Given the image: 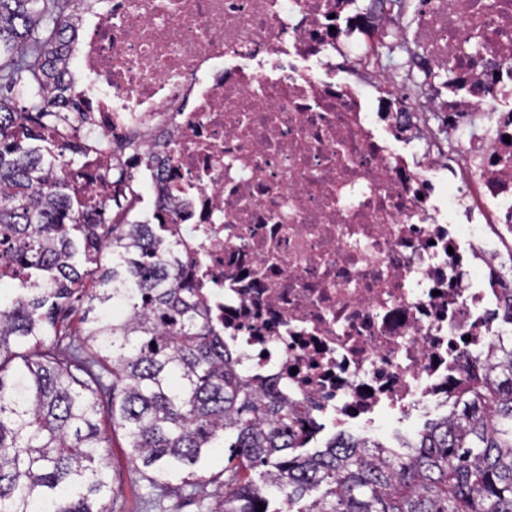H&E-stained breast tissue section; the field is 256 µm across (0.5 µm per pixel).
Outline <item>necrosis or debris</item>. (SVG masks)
Masks as SVG:
<instances>
[{
    "instance_id": "1",
    "label": "necrosis or debris",
    "mask_w": 512,
    "mask_h": 512,
    "mask_svg": "<svg viewBox=\"0 0 512 512\" xmlns=\"http://www.w3.org/2000/svg\"><path fill=\"white\" fill-rule=\"evenodd\" d=\"M77 29L74 105L42 132L80 153L72 194L151 185L234 367L308 437L443 410L512 340V0H415L408 28L386 0H97ZM392 37L451 71L411 107Z\"/></svg>"
}]
</instances>
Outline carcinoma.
Instances as JSON below:
<instances>
[{
	"mask_svg": "<svg viewBox=\"0 0 512 512\" xmlns=\"http://www.w3.org/2000/svg\"><path fill=\"white\" fill-rule=\"evenodd\" d=\"M0 0V512H107L108 431L156 477L196 484L228 449L213 512H512V344L493 346L453 383V409L402 449L339 441L291 456L297 417L234 369L199 289L166 260L161 224L139 193L70 199L67 142L39 129L69 108L79 5ZM112 265H102V253ZM87 297L77 328L62 322Z\"/></svg>",
	"mask_w": 512,
	"mask_h": 512,
	"instance_id": "1",
	"label": "carcinoma"
}]
</instances>
